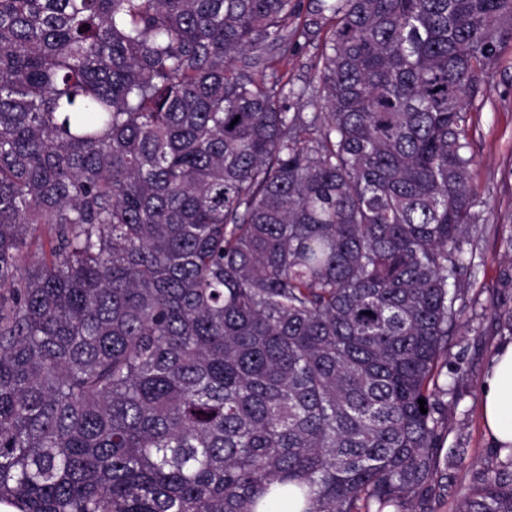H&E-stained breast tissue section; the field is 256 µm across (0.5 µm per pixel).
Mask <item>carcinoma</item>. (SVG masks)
<instances>
[{"label":"carcinoma","mask_w":512,"mask_h":512,"mask_svg":"<svg viewBox=\"0 0 512 512\" xmlns=\"http://www.w3.org/2000/svg\"><path fill=\"white\" fill-rule=\"evenodd\" d=\"M300 8L0 0V505L408 512L512 0ZM458 512H512V469ZM328 34V27H324L311 41L305 43L301 40V45L288 50L282 61V70L288 73V79L301 84L314 78L321 46Z\"/></svg>","instance_id":"cac0c4a2"}]
</instances>
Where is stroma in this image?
I'll return each mask as SVG.
<instances>
[{"label":"stroma","instance_id":"stroma-1","mask_svg":"<svg viewBox=\"0 0 512 512\" xmlns=\"http://www.w3.org/2000/svg\"><path fill=\"white\" fill-rule=\"evenodd\" d=\"M325 38L321 32L289 50L282 61L289 79L299 84L314 78ZM467 117L470 177L481 219L469 232L466 307L448 336L442 369L450 387L442 398L447 423L436 441L434 469L410 497L411 512H456L484 478L508 463L485 435L480 398L496 348L512 340V40L482 70Z\"/></svg>","mask_w":512,"mask_h":512}]
</instances>
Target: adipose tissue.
Returning <instances> with one entry per match:
<instances>
[{
  "instance_id": "obj_1",
  "label": "adipose tissue",
  "mask_w": 512,
  "mask_h": 512,
  "mask_svg": "<svg viewBox=\"0 0 512 512\" xmlns=\"http://www.w3.org/2000/svg\"><path fill=\"white\" fill-rule=\"evenodd\" d=\"M480 411L494 447H512V342L500 345L482 386Z\"/></svg>"
}]
</instances>
